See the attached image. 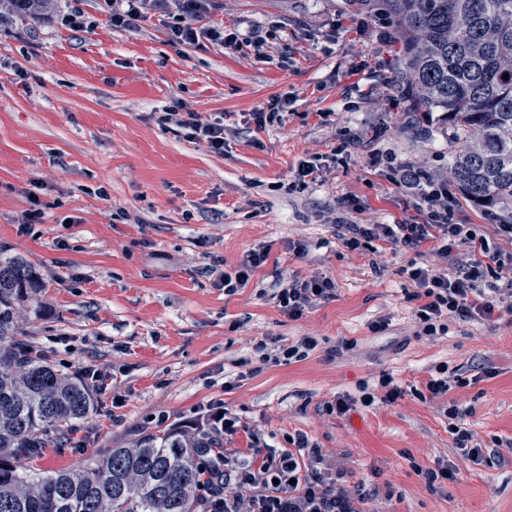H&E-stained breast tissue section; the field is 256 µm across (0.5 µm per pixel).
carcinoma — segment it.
I'll return each instance as SVG.
<instances>
[{
    "instance_id": "cac0c4a2",
    "label": "carcinoma",
    "mask_w": 512,
    "mask_h": 512,
    "mask_svg": "<svg viewBox=\"0 0 512 512\" xmlns=\"http://www.w3.org/2000/svg\"><path fill=\"white\" fill-rule=\"evenodd\" d=\"M38 21L46 0L28 9ZM392 19L400 43L393 81L419 135L448 141V179L462 198L512 224V0H355ZM509 75L503 79V75ZM44 283L24 257L0 248V512H200L208 444L171 430L113 448L91 465L19 472L12 460L41 454L95 409L81 381L17 339L20 309Z\"/></svg>"
}]
</instances>
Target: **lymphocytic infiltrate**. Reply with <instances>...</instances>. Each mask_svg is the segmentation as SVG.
I'll use <instances>...</instances> for the list:
<instances>
[{"mask_svg": "<svg viewBox=\"0 0 512 512\" xmlns=\"http://www.w3.org/2000/svg\"><path fill=\"white\" fill-rule=\"evenodd\" d=\"M212 0H174L169 37L175 44H192L208 37L220 45L238 43L236 33H224L205 26ZM164 122L183 129L186 139L220 154L224 151V122L200 121L197 113L177 109L165 111ZM405 183L417 191L422 209L428 213L425 224H350L342 237L350 250H358L374 241L404 248H416L433 240L439 255L452 250L464 251L452 272H439L428 266H411L408 276L416 284L414 299L419 300L417 330L420 337L434 339L447 335L452 319H493L496 311L512 314V279L506 287L497 280L503 273L512 275V255L504 256L491 245L473 224H453L448 217V186L422 181L419 172L404 173ZM491 271L493 283L483 284L484 271ZM335 283L326 277L292 279L279 282L274 298L282 311L300 318L316 301L330 297ZM382 396L362 386L360 397L337 396L328 403V411L343 416L356 406L370 407L375 402H395L405 394L391 375H381ZM291 448H275L258 436H251L247 451L221 450L214 468L219 469L220 489L212 490L208 512H390L393 495L374 483L347 484L344 469L326 467L321 448L299 434L291 439Z\"/></svg>", "mask_w": 512, "mask_h": 512, "instance_id": "lymphocytic-infiltrate-1", "label": "lymphocytic infiltrate"}]
</instances>
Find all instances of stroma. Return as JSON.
<instances>
[{"label": "stroma", "mask_w": 512, "mask_h": 512, "mask_svg": "<svg viewBox=\"0 0 512 512\" xmlns=\"http://www.w3.org/2000/svg\"><path fill=\"white\" fill-rule=\"evenodd\" d=\"M68 3L53 0L33 24L0 22V247L44 282L23 314V341L69 375L98 369L101 383L96 413L19 468L88 465L219 402L238 420L223 447L247 450L255 433L284 448L307 435L348 481L388 487L393 512H512V455L467 459L443 412L467 410L487 446L512 439V316L452 320L447 335L417 338L407 271L452 260L432 241L356 251L341 242L347 224L425 221L398 169L448 176L442 138L405 130L392 20L349 0H216L207 25L245 47L175 46L166 13L121 30L105 0H83L92 26L77 32L57 20ZM285 92L283 124L256 129L251 113ZM178 103L223 118V154L160 123ZM312 157L322 181L292 188ZM32 192L46 221L22 233ZM297 240L307 244L300 257L288 249ZM260 245L269 258L244 288L215 286L209 265L233 271ZM292 276L330 278L336 291L290 318L272 292ZM380 317L388 329L370 332ZM271 336L319 344L288 364L256 351ZM443 362L467 386L343 417L326 408L385 372L424 387ZM442 463L454 479L428 485L424 471Z\"/></svg>", "instance_id": "obj_1"}]
</instances>
